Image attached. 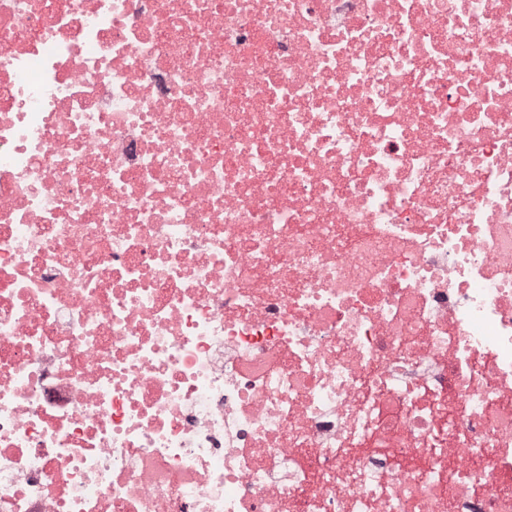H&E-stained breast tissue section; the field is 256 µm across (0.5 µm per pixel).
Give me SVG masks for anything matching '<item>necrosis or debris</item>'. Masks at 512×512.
<instances>
[{"label":"necrosis or debris","instance_id":"obj_1","mask_svg":"<svg viewBox=\"0 0 512 512\" xmlns=\"http://www.w3.org/2000/svg\"><path fill=\"white\" fill-rule=\"evenodd\" d=\"M0 512H512V0H0Z\"/></svg>","mask_w":512,"mask_h":512}]
</instances>
